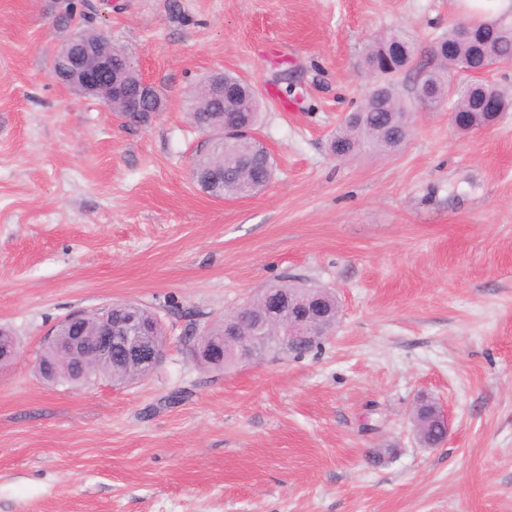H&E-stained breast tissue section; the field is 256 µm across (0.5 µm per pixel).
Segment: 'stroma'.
Masks as SVG:
<instances>
[{
    "mask_svg": "<svg viewBox=\"0 0 512 512\" xmlns=\"http://www.w3.org/2000/svg\"><path fill=\"white\" fill-rule=\"evenodd\" d=\"M454 0H0V512H512V112L462 132L414 108L393 154L340 160L344 113L377 85L362 54L404 27L411 96ZM136 57L163 98L124 126L51 74L71 23ZM230 72L260 93L274 177L215 199L191 91ZM333 291L334 335L207 369L190 337L277 283ZM157 313L149 377L43 381L66 314ZM448 414L423 447L421 399Z\"/></svg>",
    "mask_w": 512,
    "mask_h": 512,
    "instance_id": "35a3bbf8",
    "label": "stroma"
}]
</instances>
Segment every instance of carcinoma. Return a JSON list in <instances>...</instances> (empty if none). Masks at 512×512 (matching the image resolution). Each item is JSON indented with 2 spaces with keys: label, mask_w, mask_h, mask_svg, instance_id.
Wrapping results in <instances>:
<instances>
[{
  "label": "carcinoma",
  "mask_w": 512,
  "mask_h": 512,
  "mask_svg": "<svg viewBox=\"0 0 512 512\" xmlns=\"http://www.w3.org/2000/svg\"><path fill=\"white\" fill-rule=\"evenodd\" d=\"M414 52L409 32L399 29L386 32L367 47L364 63L380 79L381 91L341 121L330 143L333 155L343 159L370 148L393 154L402 148L409 133L412 107L398 95L393 78L409 66ZM435 53L441 59V67L429 72L424 82L436 88L438 94L418 103L428 109L446 103L453 112L467 113L466 119L474 127H488L498 120V116L482 109V98L487 92L498 95L501 112L512 110L511 92L493 84L475 85L469 80V73L474 70L488 72L512 62V24H454L436 44ZM453 73L458 75L455 80L451 79ZM224 81V125L256 127L260 103L252 86L230 73L224 74ZM197 160L224 162V179L215 193L225 197L249 196L273 176V161L268 153L245 136L237 139L232 148L224 152L215 149ZM133 374L132 369L102 362L90 379L103 377L126 383L133 379Z\"/></svg>",
  "instance_id": "1"
}]
</instances>
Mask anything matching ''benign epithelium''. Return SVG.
<instances>
[{
	"label": "benign epithelium",
	"instance_id": "benign-epithelium-1",
	"mask_svg": "<svg viewBox=\"0 0 512 512\" xmlns=\"http://www.w3.org/2000/svg\"><path fill=\"white\" fill-rule=\"evenodd\" d=\"M112 42L102 34L74 32L59 48L52 64L53 76L74 92L91 96L107 110L123 117L128 112H149L157 115L163 102L155 88L140 76L133 55L125 54L124 69L112 70ZM206 103L199 112H211L213 106L224 105V75L210 78ZM276 311L253 312L242 307L224 316V335L210 340L217 350L236 348L238 363L258 358L267 349L278 346L290 351L320 341L335 329L337 317L321 300H314L300 309L288 308V296H279ZM253 319L250 335H239L238 323L244 315ZM46 344L57 349L58 362L75 364L87 373L97 356L122 364L133 363L152 368L164 358V348L153 336L150 325L141 316L139 306L122 304L116 314L112 306L92 312L69 314L49 334Z\"/></svg>",
	"mask_w": 512,
	"mask_h": 512
}]
</instances>
